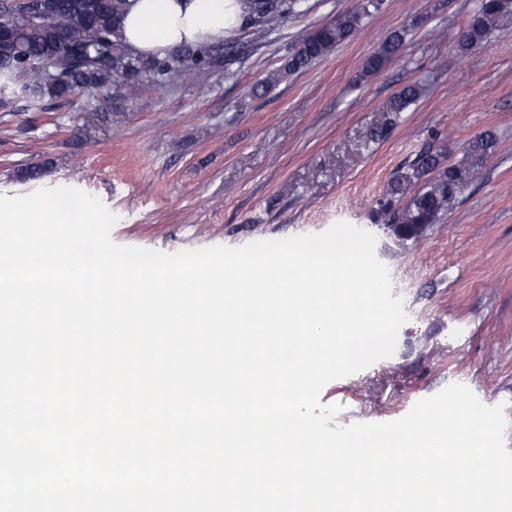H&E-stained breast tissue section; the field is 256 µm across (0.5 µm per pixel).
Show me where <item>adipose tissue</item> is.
<instances>
[{
    "label": "adipose tissue",
    "instance_id": "adipose-tissue-1",
    "mask_svg": "<svg viewBox=\"0 0 512 512\" xmlns=\"http://www.w3.org/2000/svg\"><path fill=\"white\" fill-rule=\"evenodd\" d=\"M240 13L239 0H129L124 36L138 53L162 55L185 44L223 39Z\"/></svg>",
    "mask_w": 512,
    "mask_h": 512
}]
</instances>
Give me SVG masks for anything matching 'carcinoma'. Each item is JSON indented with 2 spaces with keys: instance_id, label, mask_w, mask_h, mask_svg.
Masks as SVG:
<instances>
[{
  "instance_id": "obj_1",
  "label": "carcinoma",
  "mask_w": 512,
  "mask_h": 512,
  "mask_svg": "<svg viewBox=\"0 0 512 512\" xmlns=\"http://www.w3.org/2000/svg\"><path fill=\"white\" fill-rule=\"evenodd\" d=\"M129 0H30L19 5L0 0V104L49 98L66 101L76 93L117 104L142 90L161 88L177 73L191 71L203 77L224 72V56L235 43L183 45L164 55H140L123 36ZM383 0H358L336 18L304 34L288 55L283 72L257 84L268 90L282 74L307 68L325 57L362 26ZM307 0H241L240 28L255 27L268 35L289 18L304 13ZM512 29V3L478 0L459 33L457 46L467 53L483 45L495 32ZM406 30L390 33L365 64L373 73L397 54ZM422 87L411 82L387 102L386 111L403 112L420 98ZM496 142L488 134L475 136L457 164H443V152L423 151L397 172L388 187L390 200L380 219L400 241L421 237L451 210L472 181Z\"/></svg>"
}]
</instances>
